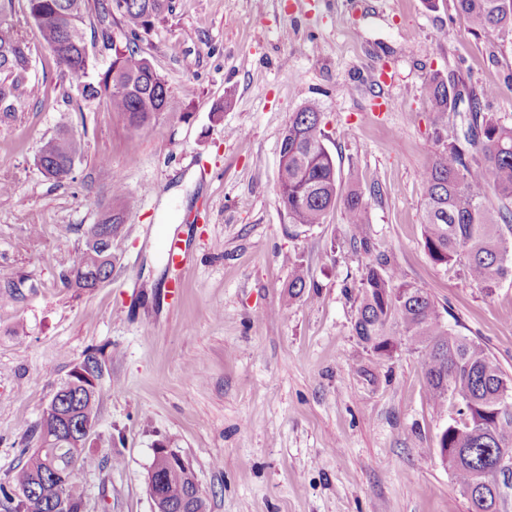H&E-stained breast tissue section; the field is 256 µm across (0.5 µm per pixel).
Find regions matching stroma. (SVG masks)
<instances>
[{"label":"stroma","instance_id":"obj_1","mask_svg":"<svg viewBox=\"0 0 512 512\" xmlns=\"http://www.w3.org/2000/svg\"><path fill=\"white\" fill-rule=\"evenodd\" d=\"M138 47L164 80L168 111L132 130L106 100L74 95L36 26L33 90L0 116V512L55 391L93 349L99 419L76 475L83 512H153L146 491L163 442L193 466L208 512H470L440 454L457 399L436 412L425 359L364 348L354 330L367 261L342 206L298 227L277 200L279 144L318 102L342 188L370 196L366 232L446 323L512 377V279L486 293L424 247L422 172L460 138L424 95L441 74L512 124V31H473L456 0H173ZM385 111H375L376 100ZM70 129L84 150L50 179L43 140ZM121 180L135 205L112 239V278L65 286L89 225ZM179 234L183 288L156 230ZM311 286L288 299L289 262Z\"/></svg>","mask_w":512,"mask_h":512}]
</instances>
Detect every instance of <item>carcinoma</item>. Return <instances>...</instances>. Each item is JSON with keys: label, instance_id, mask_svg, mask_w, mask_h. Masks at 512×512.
Instances as JSON below:
<instances>
[{"label": "carcinoma", "instance_id": "cac0c4a2", "mask_svg": "<svg viewBox=\"0 0 512 512\" xmlns=\"http://www.w3.org/2000/svg\"><path fill=\"white\" fill-rule=\"evenodd\" d=\"M471 28L480 33L512 29V0H456ZM15 0H0V112L14 111L15 100L29 80L31 47L16 31ZM28 18L37 27L42 43L52 51L59 67L84 76L94 67L86 39L89 12L110 39L106 23L117 19L126 36L125 49L114 58L103 80L84 83L79 94L86 102L106 98L131 129H138L168 106V89L150 61L133 49L142 35L172 11V0H26ZM426 102L436 116L467 102L471 118L463 141L450 142L434 154L423 171L427 185L424 245L437 264L464 262L473 282L493 293L500 280L512 276V211L486 205L488 195L512 201V125L494 114L480 111L476 96L462 97L456 86L436 73L425 86ZM321 109L315 102L294 113L279 146L278 202L291 223L313 227L325 223L337 200H342L346 222L354 241L372 252L366 235L369 202L350 190L340 194L333 156L321 138ZM83 152L81 138L64 130L45 140L38 163L48 177L61 179L72 172ZM481 160L482 172L472 171ZM112 211L130 206L123 184L112 183ZM101 252L84 247L79 259L63 270L61 279L70 288L87 287L86 278L100 263ZM288 299L308 288L307 276L293 262ZM356 336L365 348L391 357L402 343L424 352L429 399L438 412L448 395L461 404L459 419L448 424L440 441L443 459L450 464L464 492L481 489L480 501H471L472 512H499L501 491L495 459L512 456V380L490 360L486 351L457 334L442 319L438 306L424 289L402 279L390 256L378 254L366 264L359 283V305L354 322ZM95 429L97 395L72 390L61 401L59 413L41 417L36 433L39 450L29 454L17 470L19 489L30 493L18 503V512H55L51 484L76 478L82 459L61 430L62 417ZM152 492L177 509L191 496L195 474L172 470L170 452L153 449L149 469Z\"/></svg>", "mask_w": 512, "mask_h": 512}]
</instances>
